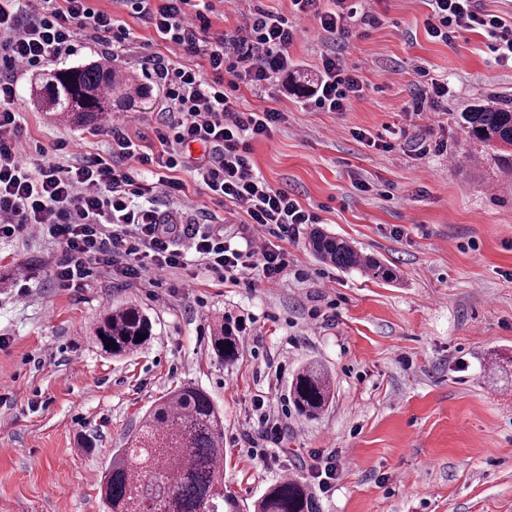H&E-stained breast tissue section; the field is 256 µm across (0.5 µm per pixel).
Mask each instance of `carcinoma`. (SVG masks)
<instances>
[{"label": "carcinoma", "instance_id": "cac0c4a2", "mask_svg": "<svg viewBox=\"0 0 512 512\" xmlns=\"http://www.w3.org/2000/svg\"><path fill=\"white\" fill-rule=\"evenodd\" d=\"M148 94L130 84L106 64H86L44 75L36 95L41 107L56 112L77 127L92 126L112 109ZM467 137L495 147L512 146V101L478 104L462 114ZM308 244L313 253L342 269H360L383 281L396 271L360 252L350 241L314 231ZM95 340L113 357L129 356L153 336V324L137 307L114 308L94 328ZM143 335L145 339L135 341ZM214 354L232 364L242 347L235 331L215 323L210 336ZM290 395L296 411L316 419L333 398L332 379L318 363L294 376ZM223 420L212 397L193 385H183L150 407L139 428L112 455L100 493L107 512H237L224 491ZM255 512H319L308 485L297 477L270 485L255 504Z\"/></svg>", "mask_w": 512, "mask_h": 512}]
</instances>
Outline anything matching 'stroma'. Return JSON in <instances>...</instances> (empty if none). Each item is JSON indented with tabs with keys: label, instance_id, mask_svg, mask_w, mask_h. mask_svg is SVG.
<instances>
[{
	"label": "stroma",
	"instance_id": "obj_1",
	"mask_svg": "<svg viewBox=\"0 0 512 512\" xmlns=\"http://www.w3.org/2000/svg\"><path fill=\"white\" fill-rule=\"evenodd\" d=\"M93 4L127 21L131 40L109 54L77 33L76 53L51 69L108 57L120 76L146 81L145 59L164 52L162 42L117 0ZM372 11L377 22L356 23L345 44L302 22L292 67L265 93L282 119L254 141L252 159L272 188L395 268L397 281L321 262L301 237L284 242L277 285L257 268L233 282L192 258L130 281L96 264L80 287L63 288L53 277L63 251L56 240L0 239V512H105L100 481L113 452L151 405L186 383L223 414L224 487L240 512L289 476L315 488L319 512H512V168L461 128L472 105L512 99V64L482 32L431 39L427 0H374ZM339 47L363 95L342 112L311 110L320 55ZM424 71L447 82L446 111L413 112ZM36 80L16 76L27 153L45 149L63 166L107 153L104 128L77 129L37 106ZM166 106L155 85L116 115L149 146ZM421 139L447 149L416 152ZM59 140L67 150H55ZM176 176L184 195L156 193V207L182 224L209 215L212 230L244 247L253 225L229 216L189 169ZM23 268L30 280L21 297ZM123 305L151 318L153 336L115 359L94 327ZM223 318L244 339L231 365L209 344ZM312 362L330 370L333 399L308 420L289 390ZM264 414L284 427L276 445L261 438ZM315 452L341 465L325 493L310 474Z\"/></svg>",
	"mask_w": 512,
	"mask_h": 512
}]
</instances>
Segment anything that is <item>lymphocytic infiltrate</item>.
<instances>
[{
	"instance_id": "obj_1",
	"label": "lymphocytic infiltrate",
	"mask_w": 512,
	"mask_h": 512,
	"mask_svg": "<svg viewBox=\"0 0 512 512\" xmlns=\"http://www.w3.org/2000/svg\"><path fill=\"white\" fill-rule=\"evenodd\" d=\"M131 16L150 27L167 46L166 54L147 59L150 75L167 99L169 119L154 136L159 151L146 150L124 124L106 117L111 137L107 156H93L60 166L23 154L20 116L14 108L17 72H35L71 54L76 31L112 47L131 37L129 27L112 14L95 9L91 0H0V238L47 235L64 246L54 270L56 281L73 288L91 274V264L110 268L126 279L182 266L195 254L216 273L233 275L248 266L261 268L268 283H278L288 265L281 243L295 239L304 224L318 221L287 192L272 189L251 157L253 141L269 137L281 119L270 108L239 110L241 85L255 94L292 65L288 50L298 22L310 19L328 33L348 35L354 17L376 23L372 11H359L351 0H292L285 16L249 7L245 29L209 33L210 0H121ZM427 34L448 41L460 30H481L492 38L501 61H512V23L481 9L478 0H428ZM196 57L193 65L175 53ZM311 105L341 112L360 97L363 84L347 70L339 54H324ZM209 147L208 160L188 164L193 143ZM170 171L164 192L184 190L173 173L191 168L196 182L211 196L242 210L260 237L245 249L227 245L223 235L163 218L146 205L154 186L146 168Z\"/></svg>"
}]
</instances>
